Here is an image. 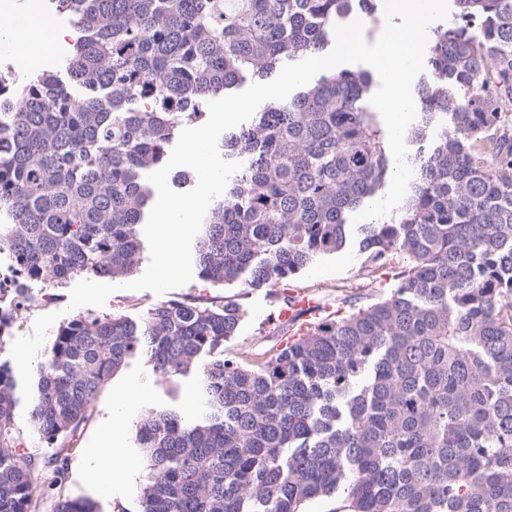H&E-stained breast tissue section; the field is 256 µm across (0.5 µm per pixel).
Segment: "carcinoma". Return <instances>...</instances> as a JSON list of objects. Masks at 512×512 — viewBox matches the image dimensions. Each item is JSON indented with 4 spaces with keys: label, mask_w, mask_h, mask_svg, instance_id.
<instances>
[{
    "label": "carcinoma",
    "mask_w": 512,
    "mask_h": 512,
    "mask_svg": "<svg viewBox=\"0 0 512 512\" xmlns=\"http://www.w3.org/2000/svg\"><path fill=\"white\" fill-rule=\"evenodd\" d=\"M80 36L57 74L0 73V258L27 284L59 287L139 267L146 176L210 98L324 49L337 22L377 0H50ZM425 52L421 127L441 132L396 216L359 226L366 279L271 355L215 350L244 316L234 299L167 300L139 321L80 314L61 326L29 403L49 455L17 454L20 402L0 364V512H40L39 474L68 470L112 375L199 376L190 413L135 423L147 468L141 512H303L342 495L347 512H512V0H455ZM374 84L343 70L266 104L224 136L241 168L192 247L202 278L281 292L345 247L350 213L387 183L391 152L366 105ZM51 512H95L60 496Z\"/></svg>",
    "instance_id": "cac0c4a2"
}]
</instances>
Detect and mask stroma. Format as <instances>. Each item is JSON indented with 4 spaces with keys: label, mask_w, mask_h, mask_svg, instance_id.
Here are the masks:
<instances>
[{
    "label": "stroma",
    "mask_w": 512,
    "mask_h": 512,
    "mask_svg": "<svg viewBox=\"0 0 512 512\" xmlns=\"http://www.w3.org/2000/svg\"><path fill=\"white\" fill-rule=\"evenodd\" d=\"M293 284L310 291L320 302H335L336 298L351 293H380V286H368L361 274V256L357 247L345 249L318 258ZM70 287L44 289L30 288V296L37 302L25 309L15 310L9 331L10 338L30 334L35 320L44 314L58 312L63 320L73 317L67 306ZM190 298L202 301H222L230 297L238 300L245 315L234 334L224 342L225 354L260 352L272 348L280 338L276 322L271 321L273 298L268 289L243 293L237 285H215L200 277H193L186 285L168 291L160 297L148 291L121 290L113 293L103 305L106 313L140 318L162 298ZM136 387L146 393L145 402L129 407L121 431L122 446L127 454V466L119 481L105 487L96 482L90 470L89 457L94 448L111 434L114 420L113 397L127 388ZM199 379L196 373L164 380L156 376L147 359L130 360L115 374L96 399L92 415L81 435L63 483L64 495L90 500L96 512H141V494L144 487V459L135 439V423L148 409L194 407L198 404Z\"/></svg>",
    "instance_id": "35a3bbf8"
}]
</instances>
